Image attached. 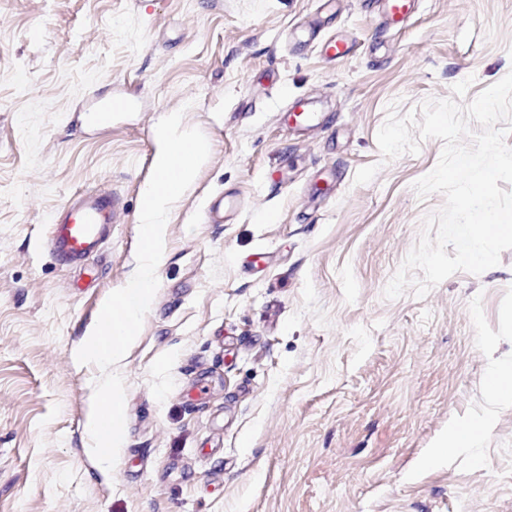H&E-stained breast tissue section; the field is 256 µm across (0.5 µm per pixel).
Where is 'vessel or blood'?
<instances>
[{
  "instance_id": "vessel-or-blood-1",
  "label": "vessel or blood",
  "mask_w": 512,
  "mask_h": 512,
  "mask_svg": "<svg viewBox=\"0 0 512 512\" xmlns=\"http://www.w3.org/2000/svg\"><path fill=\"white\" fill-rule=\"evenodd\" d=\"M368 9L377 14L384 27L404 24L417 10L418 0H368ZM333 0H323L319 12L307 16L288 33L289 49H300L319 44L327 61L342 60L351 54L350 37L339 35L324 37L323 32L335 14ZM137 104L134 96L111 94L98 99L82 114L81 125L88 130L111 127L115 117L132 111ZM280 120L293 135L302 138L315 130L333 125L329 112L311 110L304 98L287 102L281 110ZM245 208L238 193L218 191L207 198L201 219L206 224H232ZM126 212L123 195L99 186L73 194L63 207L50 218V231L41 247L61 266L82 267L111 239L115 224Z\"/></svg>"
}]
</instances>
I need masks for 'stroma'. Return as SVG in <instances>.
I'll list each match as a JSON object with an SVG mask.
<instances>
[{
    "instance_id": "1",
    "label": "stroma",
    "mask_w": 512,
    "mask_h": 512,
    "mask_svg": "<svg viewBox=\"0 0 512 512\" xmlns=\"http://www.w3.org/2000/svg\"><path fill=\"white\" fill-rule=\"evenodd\" d=\"M319 6L0 0V512H512V390L489 383L512 367V249L386 299L444 204L413 188L443 142L386 162L376 139L389 106L466 104L512 72V0H420L384 32L360 0H336L326 33L355 51L334 63L283 43ZM92 88L135 94L137 109L86 132L75 112ZM295 97L334 126L295 140L278 117ZM178 110L210 154L171 208L158 290L116 367L125 442L109 470L88 427L100 372L76 352L137 269L155 128ZM282 162L294 180L277 187ZM318 170L336 183L312 204ZM104 183L128 214L82 287L40 242L74 192ZM219 189L246 209L200 223ZM258 249L280 256L262 277L242 265ZM201 370L215 390L197 407L185 389ZM478 417L476 451L449 447ZM218 435L223 456L202 455ZM476 426L478 433L471 438H465L464 433L471 427ZM488 422L485 419H477L457 425L450 433V443L457 448L471 449L477 447L481 437L486 432Z\"/></svg>"
}]
</instances>
